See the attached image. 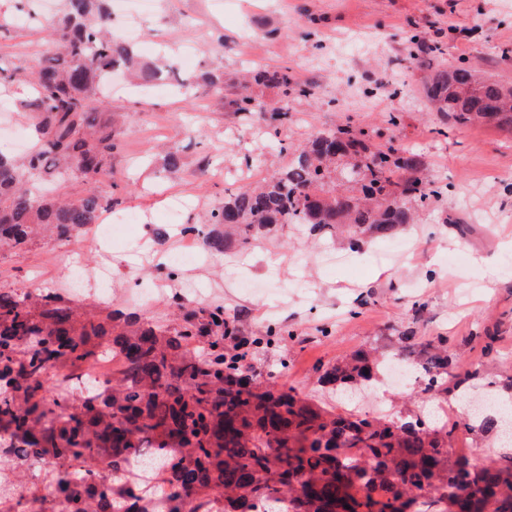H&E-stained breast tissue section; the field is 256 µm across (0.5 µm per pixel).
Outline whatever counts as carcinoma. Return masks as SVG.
<instances>
[{
	"mask_svg": "<svg viewBox=\"0 0 512 512\" xmlns=\"http://www.w3.org/2000/svg\"><path fill=\"white\" fill-rule=\"evenodd\" d=\"M111 0H62L52 16L37 15L53 50L35 71L0 56V85L26 84L21 108L33 114L34 142L23 155L0 152V247L25 248L51 233L61 242L100 223L114 199L97 191L76 198L44 187L70 179L95 183L118 140L102 119L100 88L112 70L133 71L139 85L172 74L143 66L134 45L108 27ZM256 81L312 94L288 72ZM429 103L457 125L494 120L512 127V85L479 74L466 62L435 70ZM358 178L336 188V167ZM420 160L389 140L373 145L351 125L319 133L293 151L263 182L224 196L204 223L224 225L206 238L209 250L246 248L277 224H308L348 243L395 238L412 221L410 199L437 191L418 176ZM207 339L208 359L190 349ZM399 356H414L424 392L447 412L448 380L478 379L439 338L399 336ZM224 307L190 310L176 328L123 321L112 313L83 317L58 298L0 289V473L16 455L55 460L37 472L28 497L39 512H512V448L500 455L452 456L459 425L444 417H362L336 413L299 397L296 388L254 384L249 347ZM106 345L119 359L101 378L86 371ZM383 361L365 351L320 367L319 382L341 397L376 379ZM70 372L55 387L51 367ZM496 413L480 417L482 434L500 432ZM112 465V483L92 476ZM13 482L0 478V512H17Z\"/></svg>",
	"mask_w": 512,
	"mask_h": 512,
	"instance_id": "obj_1",
	"label": "carcinoma"
}]
</instances>
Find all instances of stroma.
I'll list each match as a JSON object with an SVG mask.
<instances>
[{"label":"stroma","instance_id":"obj_1","mask_svg":"<svg viewBox=\"0 0 512 512\" xmlns=\"http://www.w3.org/2000/svg\"><path fill=\"white\" fill-rule=\"evenodd\" d=\"M156 17L140 35L139 57L155 60L157 49L173 52L194 44V76L211 74L220 88L209 96L168 86L146 93L113 89L112 125L120 145L101 176V188L119 184L111 223L138 213L143 223L108 249L93 230L70 241L45 237L25 250L0 249V289L64 298L75 310L94 305L162 328L177 325L178 307L223 306L241 335L266 336L284 327L287 342L257 348L254 378L295 387L307 401L332 407L316 368L358 350L393 356L397 336L448 340V349L482 365L490 380L512 379V130L492 122L449 126L440 135L424 87L433 68L467 62L480 73L512 84V0H155ZM259 34L250 56L238 40L245 27ZM441 47L439 56L410 55L412 39ZM49 41L34 26L0 30V55L36 65ZM285 71L314 86L310 96L283 87L245 82L253 67ZM261 106L237 112L230 105L240 83ZM285 116L272 121L271 113ZM398 112L397 130L387 124ZM349 124L393 132L417 154L420 176L438 192L416 207V223L399 238L366 239L334 264L331 239L283 224L257 238L245 252L205 250L203 261L171 277L166 256L186 241L181 229L200 224L221 206L227 191L256 185L284 167V146L320 130ZM178 151L177 168L167 153ZM280 256L278 266L265 255ZM85 266L109 260L112 291L101 297L93 285L69 284L68 260ZM240 267L254 282L239 287L230 272ZM494 333L492 353L484 336ZM417 383L382 382L357 406L360 413L392 417L427 409Z\"/></svg>","mask_w":512,"mask_h":512}]
</instances>
